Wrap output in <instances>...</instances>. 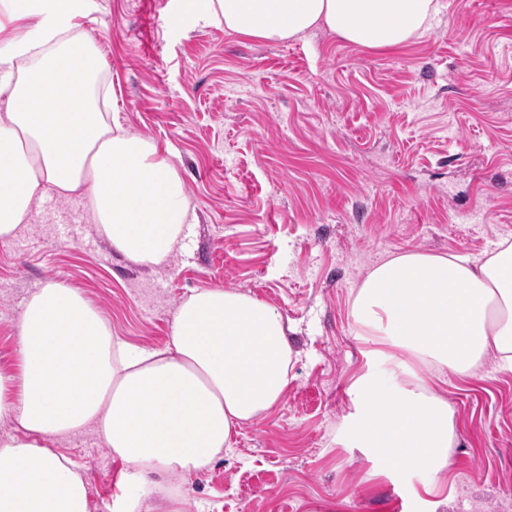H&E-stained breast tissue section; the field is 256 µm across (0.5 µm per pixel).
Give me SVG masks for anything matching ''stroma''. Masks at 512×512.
Here are the masks:
<instances>
[{
    "label": "stroma",
    "mask_w": 512,
    "mask_h": 512,
    "mask_svg": "<svg viewBox=\"0 0 512 512\" xmlns=\"http://www.w3.org/2000/svg\"><path fill=\"white\" fill-rule=\"evenodd\" d=\"M396 49L315 30L268 42L182 13L177 0H79L103 111L177 168L197 215L167 261L114 252L85 209L35 202L0 241V367L45 282L79 289L114 335L162 349L204 288L275 308L295 353L278 405L236 428L209 468L169 477L186 512H414L340 443L365 366L352 302L369 271L411 251L483 259L512 243V0H440ZM481 216L468 219L471 208ZM454 411L442 512H512V372L427 370ZM89 512H110L121 463L94 428L58 446Z\"/></svg>",
    "instance_id": "1"
}]
</instances>
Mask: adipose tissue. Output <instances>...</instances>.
<instances>
[{
	"mask_svg": "<svg viewBox=\"0 0 512 512\" xmlns=\"http://www.w3.org/2000/svg\"><path fill=\"white\" fill-rule=\"evenodd\" d=\"M0 8V240L14 238L48 191L86 200L112 249L157 266L194 230L173 164L149 141L111 124L91 91L102 71L86 33L61 0ZM206 24L265 41L326 28L339 39L396 48L422 36L437 0H179ZM352 314L369 342L349 389L342 445L439 512L454 442L453 411L428 393L417 365L466 376L487 356L512 371V244L485 261L408 252L375 266ZM18 372L0 371V512H88L85 482L56 444L94 427L124 469L112 512H150L156 473L200 471L222 458L235 429L275 407L288 385V326L268 304L221 288L190 295L167 346L113 336L77 289L50 281L17 321Z\"/></svg>",
	"mask_w": 512,
	"mask_h": 512,
	"instance_id": "ef3b65f1",
	"label": "adipose tissue"
}]
</instances>
